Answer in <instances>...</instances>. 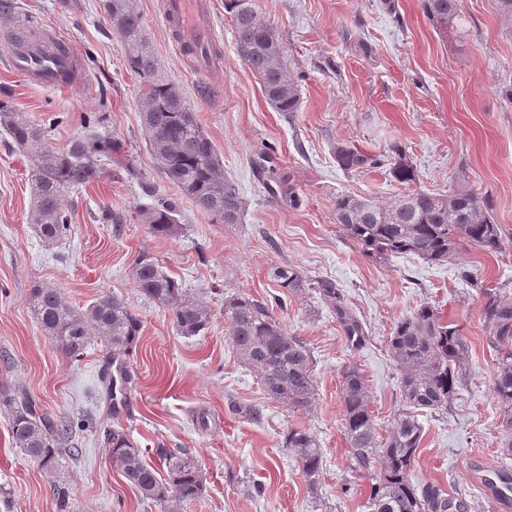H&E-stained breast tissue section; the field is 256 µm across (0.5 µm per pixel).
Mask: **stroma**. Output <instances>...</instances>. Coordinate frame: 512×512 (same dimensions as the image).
<instances>
[{
	"mask_svg": "<svg viewBox=\"0 0 512 512\" xmlns=\"http://www.w3.org/2000/svg\"><path fill=\"white\" fill-rule=\"evenodd\" d=\"M159 2L135 0L160 70L190 102L243 196L240 223H213L161 175L140 126L139 82L104 0H14L13 12L0 17V100L47 127L53 146H67L89 127L112 142L97 177L67 197L71 237L47 245L30 221L31 161L0 132V354L9 359L0 363V385L27 392L49 414L94 421L77 434V454H63L48 472L13 447L0 414V512H63L58 486L68 492L64 512H167L112 465L107 425L146 448L158 472L166 467L154 447L184 448L196 459L205 491L180 512H370V481L350 465L341 372L361 370L376 427L386 433L405 407L389 339L422 304L461 326L469 362L448 408L418 414L423 440L413 479L438 485L459 512H512V500H493L485 489L494 472L512 469V456L502 451L507 431L492 391L497 361L481 319L483 289L512 296V14L499 0H457L442 34L420 0H258L301 94L298 111L278 112L237 55L224 0H204L221 35L207 84L173 46ZM29 21L57 33L85 84L38 89L10 71L3 38ZM340 143L371 155L376 166L342 171L334 158ZM397 145L416 169L415 182L389 174ZM457 185L493 200L502 227L497 252L465 245L440 264L412 255L380 263L335 222L341 194L384 203ZM159 198L179 207V227L165 238L139 219L141 207ZM108 208L123 223H102ZM142 254L207 301V330L180 335L171 311L141 296L132 267ZM274 265L334 282L362 324V343L349 342L315 293L284 295L268 277ZM36 285L58 289L78 309L104 293L127 301L142 329L127 360L126 403L107 399L101 373L108 352L99 340L72 359L43 335L28 301ZM235 294L268 304L305 343L316 389L310 409L267 399L240 362L224 322V299ZM241 405L259 408V419L239 414ZM298 427L323 452L313 488L282 446Z\"/></svg>",
	"mask_w": 512,
	"mask_h": 512,
	"instance_id": "stroma-1",
	"label": "stroma"
}]
</instances>
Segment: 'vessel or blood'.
<instances>
[{
    "label": "vessel or blood",
    "instance_id": "b4317fda",
    "mask_svg": "<svg viewBox=\"0 0 512 512\" xmlns=\"http://www.w3.org/2000/svg\"><path fill=\"white\" fill-rule=\"evenodd\" d=\"M161 13L177 47L203 50L215 41L214 25L200 0H162ZM8 64L33 86L67 89L85 78L56 33L32 28L8 45Z\"/></svg>",
    "mask_w": 512,
    "mask_h": 512
}]
</instances>
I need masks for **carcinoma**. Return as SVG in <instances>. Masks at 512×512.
<instances>
[{
    "instance_id": "cac0c4a2",
    "label": "carcinoma",
    "mask_w": 512,
    "mask_h": 512,
    "mask_svg": "<svg viewBox=\"0 0 512 512\" xmlns=\"http://www.w3.org/2000/svg\"><path fill=\"white\" fill-rule=\"evenodd\" d=\"M421 6L433 28L448 30L456 0H421ZM104 8L125 46L127 67L140 80L137 108L141 127L162 176L216 223H238L244 210L239 188L224 177L222 159L180 87L159 72L142 16L132 0H105ZM224 10L232 19L238 57L259 78L267 103L277 112L299 111V87L288 68L285 46L274 27L262 19L258 0H224ZM0 129L33 162L31 220L39 238L49 245L64 240L71 233L66 197L97 175L102 159L112 155V142L89 129L67 146L54 147L48 143L47 129L6 101H0ZM392 153V178L399 183L415 181L416 172L406 151L396 145ZM334 156L347 173L374 164L372 157L354 146L338 145ZM334 216L361 252L375 261L412 254L442 263L465 243L486 252L500 248V225L494 222L488 196L464 186L446 194L415 190L385 203L341 195L336 197ZM178 219V207L172 201L140 210V220L156 236L172 235ZM132 277L144 297L170 308L181 335L197 336L209 326L211 314L206 303L189 294L155 258L140 255ZM270 277L278 287L295 294L313 289L336 314L346 336L357 342L364 336L361 323L335 284H311L290 266L272 267ZM483 296L486 340L497 358L492 390L503 422L512 430V298L488 288L483 289ZM29 304L41 331L58 351L78 357L95 336L119 362L122 381L129 380L124 358L136 348L141 321L122 298L105 293L78 310L58 289L36 285ZM224 321L237 356L256 374L267 398L298 410L312 405L315 386L308 350L301 339L288 334L266 304L249 296H229L224 299ZM389 345L401 372L406 404L415 409H447L469 358L461 327L443 320L436 308L424 304L396 324ZM341 398L352 469L371 480V512H449L452 505L437 486L419 487L412 479L423 439L416 416L399 414L387 435L380 436L365 379L355 366H347L341 373ZM0 411L7 415L14 447L49 471L59 463L61 445L72 433L85 429L81 419L38 411L21 391L1 388ZM103 433L112 464L142 498L166 504L169 512H176L181 504L202 496L203 473L189 452L156 448L167 469V477L162 479L144 459L148 449L131 442L123 428L107 427ZM283 447L296 457L308 483L315 484L323 454L313 434L306 428H291Z\"/></svg>"
}]
</instances>
